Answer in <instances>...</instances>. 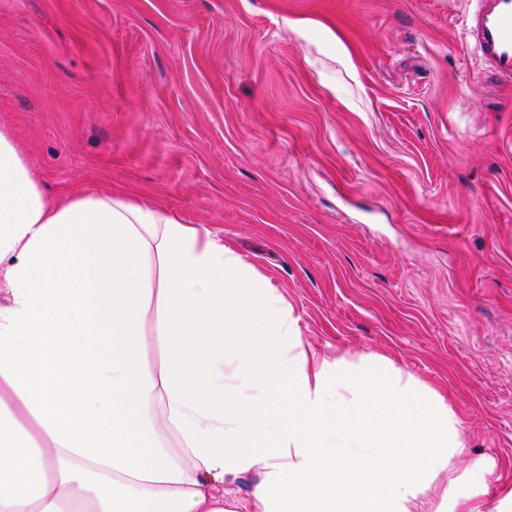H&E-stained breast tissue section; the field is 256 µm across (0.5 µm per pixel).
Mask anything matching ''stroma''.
Here are the masks:
<instances>
[{"label":"stroma","mask_w":512,"mask_h":512,"mask_svg":"<svg viewBox=\"0 0 512 512\" xmlns=\"http://www.w3.org/2000/svg\"><path fill=\"white\" fill-rule=\"evenodd\" d=\"M472 0H0V126L49 197L201 224L306 343L440 393L512 484V86Z\"/></svg>","instance_id":"obj_1"}]
</instances>
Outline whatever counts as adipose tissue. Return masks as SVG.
Here are the masks:
<instances>
[{
    "mask_svg": "<svg viewBox=\"0 0 512 512\" xmlns=\"http://www.w3.org/2000/svg\"><path fill=\"white\" fill-rule=\"evenodd\" d=\"M493 469L438 392L307 345L210 229L50 200L0 129V512H512Z\"/></svg>",
    "mask_w": 512,
    "mask_h": 512,
    "instance_id": "ef3b65f1",
    "label": "adipose tissue"
}]
</instances>
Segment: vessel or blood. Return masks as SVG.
<instances>
[{"label":"vessel or blood","instance_id":"1","mask_svg":"<svg viewBox=\"0 0 512 512\" xmlns=\"http://www.w3.org/2000/svg\"><path fill=\"white\" fill-rule=\"evenodd\" d=\"M464 33L473 41L490 80L512 84V0H476L464 17Z\"/></svg>","mask_w":512,"mask_h":512}]
</instances>
